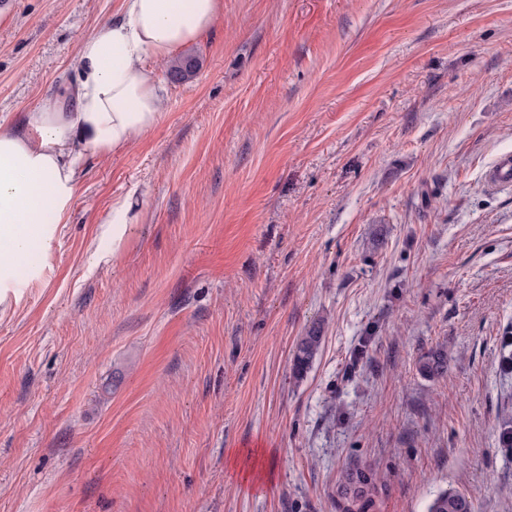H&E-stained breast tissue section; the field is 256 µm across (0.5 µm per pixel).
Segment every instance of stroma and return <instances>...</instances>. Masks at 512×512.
Returning <instances> with one entry per match:
<instances>
[{
  "instance_id": "stroma-1",
  "label": "stroma",
  "mask_w": 512,
  "mask_h": 512,
  "mask_svg": "<svg viewBox=\"0 0 512 512\" xmlns=\"http://www.w3.org/2000/svg\"><path fill=\"white\" fill-rule=\"evenodd\" d=\"M163 117L86 153L0 318V512H512V0H223ZM119 0H0V121L73 110ZM137 216L120 249L112 202ZM104 259L94 264L92 252ZM321 348L294 376L296 346ZM442 351L448 372L421 374ZM268 470L244 479L234 457ZM132 205L129 197H119L112 202V210L107 220L101 225L102 237L112 239L113 249L124 244L130 224H135L136 215L131 214ZM321 333L320 327H313L300 339L292 363L295 376L300 377L309 369L321 347L323 337ZM366 470L367 480L373 486L366 496L347 500L343 505L341 501H337L336 508L339 512H370L375 505V498L377 494L374 473L371 469L361 466H352L344 471L342 474L341 484L344 482H352L354 476L364 475L363 471ZM429 512H473L472 501L463 493L445 491L436 496Z\"/></svg>"
}]
</instances>
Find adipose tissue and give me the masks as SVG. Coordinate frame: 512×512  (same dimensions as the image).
Segmentation results:
<instances>
[{"label":"adipose tissue","mask_w":512,"mask_h":512,"mask_svg":"<svg viewBox=\"0 0 512 512\" xmlns=\"http://www.w3.org/2000/svg\"><path fill=\"white\" fill-rule=\"evenodd\" d=\"M221 0H120L79 46L76 108L49 101L0 123V316L17 270L48 249L73 199L84 152L129 146L159 123L164 88L148 59L168 58L214 24Z\"/></svg>","instance_id":"adipose-tissue-1"}]
</instances>
